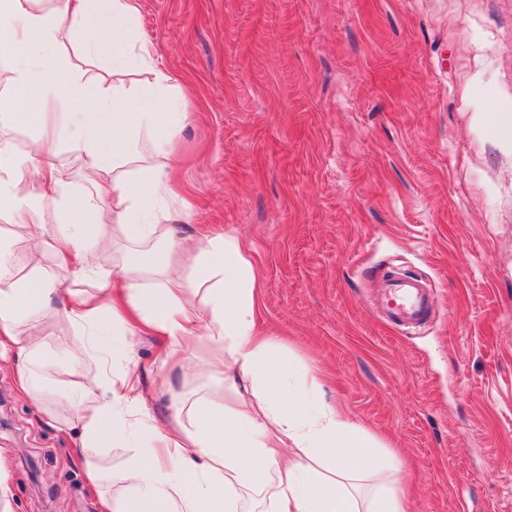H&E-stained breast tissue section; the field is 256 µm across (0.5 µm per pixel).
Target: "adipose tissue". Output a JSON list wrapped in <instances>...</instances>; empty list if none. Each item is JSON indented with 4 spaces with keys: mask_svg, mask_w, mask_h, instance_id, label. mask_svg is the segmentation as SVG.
<instances>
[{
    "mask_svg": "<svg viewBox=\"0 0 512 512\" xmlns=\"http://www.w3.org/2000/svg\"><path fill=\"white\" fill-rule=\"evenodd\" d=\"M36 2L0 0V50L11 54L12 88L30 104L0 119L38 132L26 151L0 139V347L10 346L17 388L48 424L77 431L89 451L127 449L116 467L83 465L102 512H406L396 454L328 405L311 369L259 338L255 270L237 238L181 236L169 224L164 163L187 115L122 80L145 71L157 89L170 81L154 66L153 45L133 40L137 0H112L105 16L95 0H54L47 10ZM78 26L85 57L111 58L112 84L62 67ZM62 145L74 166L53 164ZM75 169L94 196L72 190ZM63 277L97 282L98 291L70 292L56 307L54 283ZM189 291L197 306L185 304ZM104 314L164 339L172 368L206 339L218 351L207 372L237 394L236 406L205 393L189 404L177 399L172 425L158 427L138 377L112 372L97 342ZM45 315L86 338L84 357L64 373L60 411L52 406L60 356L31 332ZM92 368L103 380L90 389Z\"/></svg>",
    "mask_w": 512,
    "mask_h": 512,
    "instance_id": "1",
    "label": "adipose tissue"
}]
</instances>
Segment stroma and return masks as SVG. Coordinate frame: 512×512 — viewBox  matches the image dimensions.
<instances>
[{"instance_id":"obj_1","label":"stroma","mask_w":512,"mask_h":512,"mask_svg":"<svg viewBox=\"0 0 512 512\" xmlns=\"http://www.w3.org/2000/svg\"><path fill=\"white\" fill-rule=\"evenodd\" d=\"M140 36L189 118L171 223L236 236L256 329L398 456L407 512H512V0H138ZM386 267L428 280L406 333L366 296ZM133 360L158 425L224 388ZM0 352L13 512H99L75 450Z\"/></svg>"}]
</instances>
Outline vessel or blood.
I'll use <instances>...</instances> for the list:
<instances>
[{
	"mask_svg": "<svg viewBox=\"0 0 512 512\" xmlns=\"http://www.w3.org/2000/svg\"><path fill=\"white\" fill-rule=\"evenodd\" d=\"M380 292L381 305L391 324L410 329L431 320L434 299L417 277L395 272L383 274Z\"/></svg>",
	"mask_w": 512,
	"mask_h": 512,
	"instance_id": "1",
	"label": "vessel or blood"
}]
</instances>
